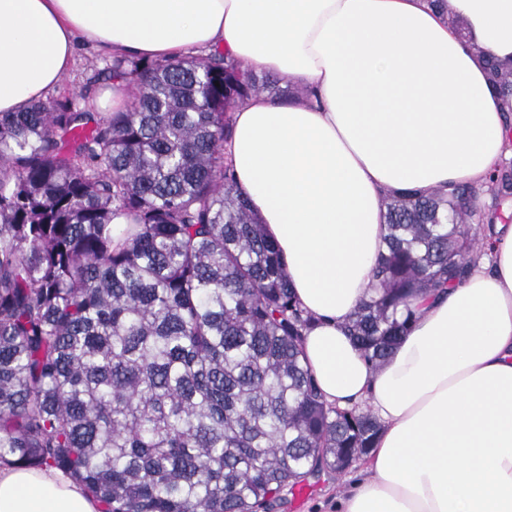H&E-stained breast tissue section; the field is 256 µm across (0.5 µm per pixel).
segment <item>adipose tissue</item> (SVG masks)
Instances as JSON below:
<instances>
[{
    "instance_id": "obj_1",
    "label": "adipose tissue",
    "mask_w": 512,
    "mask_h": 512,
    "mask_svg": "<svg viewBox=\"0 0 512 512\" xmlns=\"http://www.w3.org/2000/svg\"><path fill=\"white\" fill-rule=\"evenodd\" d=\"M0 0V112L46 100L78 41L146 59L221 48L310 94L232 113L237 184L312 323L323 398L380 431L335 512H512V221L462 284L413 303L372 367L347 334L387 234L383 200L483 185L512 160V113L484 57L512 60V0ZM54 467L0 466V512H99Z\"/></svg>"
}]
</instances>
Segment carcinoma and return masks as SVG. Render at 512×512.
I'll return each instance as SVG.
<instances>
[{
    "label": "carcinoma",
    "mask_w": 512,
    "mask_h": 512,
    "mask_svg": "<svg viewBox=\"0 0 512 512\" xmlns=\"http://www.w3.org/2000/svg\"><path fill=\"white\" fill-rule=\"evenodd\" d=\"M486 68L512 97V68ZM102 77L129 109L96 112L85 89L0 112V463L63 470L101 512H257L380 429L323 399L310 317L226 153L236 107L305 93L217 49L116 52ZM489 193L487 221L469 186L385 197V249L348 324L373 366L411 299L462 283L471 224L504 220L512 172Z\"/></svg>",
    "instance_id": "carcinoma-1"
}]
</instances>
